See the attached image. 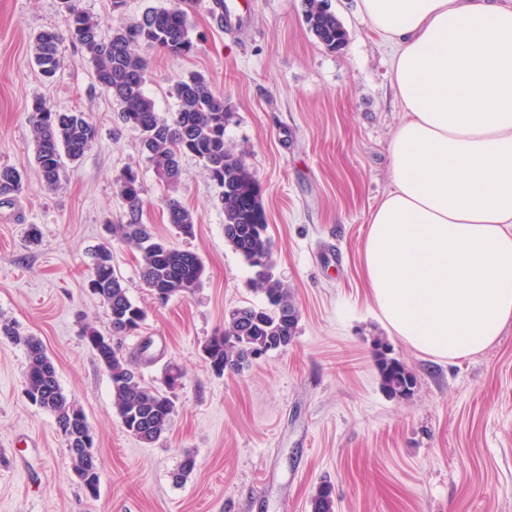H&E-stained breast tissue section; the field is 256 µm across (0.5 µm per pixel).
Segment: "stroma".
I'll list each match as a JSON object with an SVG mask.
<instances>
[{"mask_svg": "<svg viewBox=\"0 0 512 512\" xmlns=\"http://www.w3.org/2000/svg\"><path fill=\"white\" fill-rule=\"evenodd\" d=\"M327 4L349 34L337 52L309 30L304 0H253L241 25L224 28L211 0H194V53L147 54L145 90L161 115L177 112L174 85L190 74L223 94L224 141L245 153L260 185L273 272L300 312L288 349L219 376L205 342L229 310L263 296L224 237L218 188L190 157L175 188L158 179L80 47L63 41V66L43 81L31 39L62 29L60 0H0V166L24 180L15 201L0 205V320L43 341L101 461L88 494L54 414L24 393L22 347L0 337V512H312L325 483L335 512H512V325L484 351L448 363L389 335L375 317L360 258L369 215L390 186L388 145L401 118L394 50L356 0ZM38 99L87 112L98 128L52 190L27 120ZM129 169L144 189L142 223L205 266L201 288L162 306L140 278L138 254L112 245L115 271L146 312L140 329L118 337L123 353L148 386L167 362L185 372L170 431L152 446L122 428L109 377L81 336L87 324L110 331L88 281L92 255L123 211L116 181ZM170 195L194 212L192 236L168 224ZM31 224L41 231L35 245ZM147 337L150 362L136 357ZM379 337L416 375L409 397L382 388ZM188 456L195 467L175 482Z\"/></svg>", "mask_w": 512, "mask_h": 512, "instance_id": "1", "label": "stroma"}]
</instances>
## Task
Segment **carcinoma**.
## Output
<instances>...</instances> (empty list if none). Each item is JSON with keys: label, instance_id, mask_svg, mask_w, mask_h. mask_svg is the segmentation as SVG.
<instances>
[{"label": "carcinoma", "instance_id": "carcinoma-1", "mask_svg": "<svg viewBox=\"0 0 512 512\" xmlns=\"http://www.w3.org/2000/svg\"><path fill=\"white\" fill-rule=\"evenodd\" d=\"M325 4L326 0H305V20L328 51H340L348 42V32ZM61 7L68 37L89 56L95 79L119 106L122 122L139 132L142 152L154 165L157 176L175 186L181 176V160L190 155L220 189L226 240L251 268L253 283L264 300L260 305L237 307L225 316L224 329L203 347L211 369L218 375L226 371L240 373L252 363L253 352L287 349L297 335L299 319L288 316L296 305L273 274L266 213L254 173L243 154L225 145L224 123L229 113L224 95L212 90L201 75L181 79L174 87L178 111L167 118L160 115L144 91L148 60L137 48L159 49L173 56H188L195 51L189 20L192 0H177L170 7H149L139 18L119 22L107 37L102 35L100 23L79 9L77 0H61ZM61 42L62 35L56 30L40 31L32 38L34 63L47 82L54 81L62 67ZM28 123L42 180L54 189L64 175V160H80L96 140L97 127L87 113L59 112L42 99L33 102ZM22 189L23 178L17 169L0 167V204L10 203ZM117 190L125 211L112 225V238L140 254L143 284L161 304L192 295L203 282L205 267L200 257L156 236L140 222L143 188L136 173L122 174ZM165 206L168 222L176 232L193 234L194 212L172 197ZM90 288L106 308L112 335L129 333L131 324L145 320V311L130 298L112 266V250L105 244L93 254ZM0 336L23 347L26 394L34 404L55 415L75 473L85 476L90 489L97 490L98 464L80 451L86 416L63 393L43 342L37 336L21 333L8 321H0ZM82 336L108 372L114 405L125 430L147 445L163 438L175 412L169 391L181 384L180 367L167 363L161 386L148 387L135 371L133 361L120 354L108 342V336L90 325L83 327ZM386 346L381 339L375 343V366L382 388L392 395L397 392V384L415 388L416 376L403 362L386 355ZM311 505L312 512H334L331 486H319Z\"/></svg>", "mask_w": 512, "mask_h": 512}]
</instances>
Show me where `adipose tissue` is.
I'll return each mask as SVG.
<instances>
[{"mask_svg":"<svg viewBox=\"0 0 512 512\" xmlns=\"http://www.w3.org/2000/svg\"><path fill=\"white\" fill-rule=\"evenodd\" d=\"M395 42L391 188L361 256L391 335L453 362L512 324V6L356 0Z\"/></svg>","mask_w":512,"mask_h":512,"instance_id":"1","label":"adipose tissue"}]
</instances>
